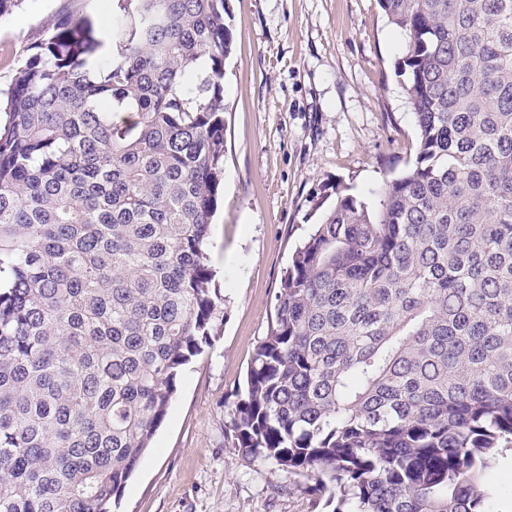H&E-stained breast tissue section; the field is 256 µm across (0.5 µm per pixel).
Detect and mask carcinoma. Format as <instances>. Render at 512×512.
Returning a JSON list of instances; mask_svg holds the SVG:
<instances>
[{
  "label": "carcinoma",
  "instance_id": "1",
  "mask_svg": "<svg viewBox=\"0 0 512 512\" xmlns=\"http://www.w3.org/2000/svg\"><path fill=\"white\" fill-rule=\"evenodd\" d=\"M419 133L294 250L233 447L331 512H491L512 452V0H380ZM66 12L0 95V512H112L221 309L227 0Z\"/></svg>",
  "mask_w": 512,
  "mask_h": 512
}]
</instances>
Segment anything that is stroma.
I'll list each match as a JSON object with an SVG mask.
<instances>
[{
	"instance_id": "stroma-1",
	"label": "stroma",
	"mask_w": 512,
	"mask_h": 512,
	"mask_svg": "<svg viewBox=\"0 0 512 512\" xmlns=\"http://www.w3.org/2000/svg\"><path fill=\"white\" fill-rule=\"evenodd\" d=\"M224 186L209 260L224 319L185 367L119 512H321L314 482L233 448L224 428L296 244L337 193L373 198L417 147L395 73L404 33L379 0H228ZM67 11L112 30V0H23L0 18V88Z\"/></svg>"
}]
</instances>
